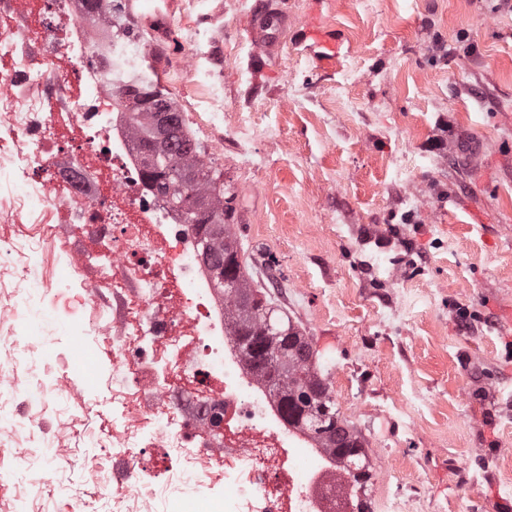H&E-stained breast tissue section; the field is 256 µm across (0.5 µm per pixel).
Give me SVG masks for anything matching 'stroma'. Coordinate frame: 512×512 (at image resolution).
<instances>
[{
  "mask_svg": "<svg viewBox=\"0 0 512 512\" xmlns=\"http://www.w3.org/2000/svg\"><path fill=\"white\" fill-rule=\"evenodd\" d=\"M202 0L224 124L183 111L233 193L253 285L313 347L363 439L370 512H512V0ZM334 34L321 60L297 28ZM484 142L468 159L459 141ZM35 332L83 314L63 293ZM250 37L268 55L288 33V15L257 2L251 13Z\"/></svg>",
  "mask_w": 512,
  "mask_h": 512,
  "instance_id": "stroma-1",
  "label": "stroma"
}]
</instances>
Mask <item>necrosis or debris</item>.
I'll list each match as a JSON object with an SVG mask.
<instances>
[{"label": "necrosis or debris", "mask_w": 512, "mask_h": 512, "mask_svg": "<svg viewBox=\"0 0 512 512\" xmlns=\"http://www.w3.org/2000/svg\"><path fill=\"white\" fill-rule=\"evenodd\" d=\"M107 0H51L31 24L27 0H0V512H86L80 495L49 502L16 473L42 459L79 467L112 490L108 512H326L336 461L291 429L226 332L224 296L182 223L145 177L129 123L127 77L149 81L126 12L85 24ZM205 36L184 35L183 67L206 92V121L224 119V86L206 69ZM75 236L67 255L56 240ZM81 306L55 365L27 332L48 294ZM104 343L109 363L71 377L68 356ZM112 428L97 434L94 395ZM84 428L88 453L71 440Z\"/></svg>", "instance_id": "4bbe7bcc"}]
</instances>
